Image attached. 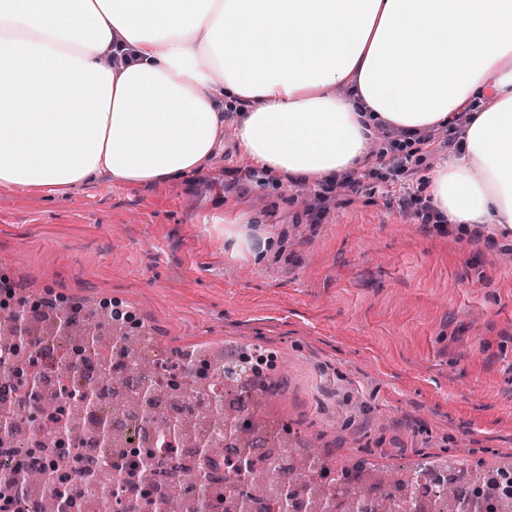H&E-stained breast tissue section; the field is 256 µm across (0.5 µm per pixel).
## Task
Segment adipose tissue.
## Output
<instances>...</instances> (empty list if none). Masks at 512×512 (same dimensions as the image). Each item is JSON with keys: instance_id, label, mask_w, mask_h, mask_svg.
Listing matches in <instances>:
<instances>
[{"instance_id": "adipose-tissue-1", "label": "adipose tissue", "mask_w": 512, "mask_h": 512, "mask_svg": "<svg viewBox=\"0 0 512 512\" xmlns=\"http://www.w3.org/2000/svg\"><path fill=\"white\" fill-rule=\"evenodd\" d=\"M116 37L136 58L112 68ZM466 103L424 193L459 230L512 228V0H0V184L48 196L199 174L228 112L250 163L323 184L378 124Z\"/></svg>"}]
</instances>
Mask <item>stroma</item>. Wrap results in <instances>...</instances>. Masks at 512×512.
I'll return each mask as SVG.
<instances>
[{
    "label": "stroma",
    "mask_w": 512,
    "mask_h": 512,
    "mask_svg": "<svg viewBox=\"0 0 512 512\" xmlns=\"http://www.w3.org/2000/svg\"><path fill=\"white\" fill-rule=\"evenodd\" d=\"M236 153L225 139L202 174L144 187L0 185V277L135 309L162 353L259 344L277 362L269 419L320 435L338 465L453 456L472 479L512 464V231L462 237L366 186L334 191L316 221L309 186H257ZM223 217L244 218L257 253L233 256Z\"/></svg>",
    "instance_id": "obj_1"
}]
</instances>
